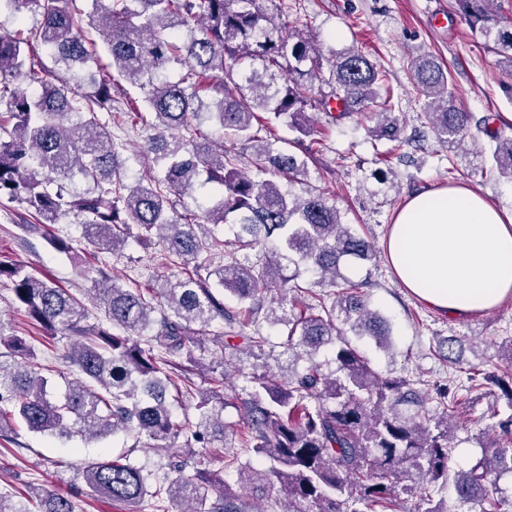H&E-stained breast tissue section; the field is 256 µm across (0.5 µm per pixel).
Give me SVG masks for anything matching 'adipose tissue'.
<instances>
[{
	"label": "adipose tissue",
	"mask_w": 512,
	"mask_h": 512,
	"mask_svg": "<svg viewBox=\"0 0 512 512\" xmlns=\"http://www.w3.org/2000/svg\"><path fill=\"white\" fill-rule=\"evenodd\" d=\"M385 251L401 284L448 316L486 313L512 295V214L469 188L410 198Z\"/></svg>",
	"instance_id": "adipose-tissue-1"
}]
</instances>
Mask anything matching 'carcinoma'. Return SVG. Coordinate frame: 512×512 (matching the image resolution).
Returning <instances> with one entry per match:
<instances>
[{
	"label": "carcinoma",
	"mask_w": 512,
	"mask_h": 512,
	"mask_svg": "<svg viewBox=\"0 0 512 512\" xmlns=\"http://www.w3.org/2000/svg\"><path fill=\"white\" fill-rule=\"evenodd\" d=\"M0 0V13L40 14L34 29L0 30V198L22 206L35 223L79 219L83 238L113 252L129 243L148 250L163 244L181 261L182 276L146 290L122 288L104 272L94 292L106 322L87 324L76 294L24 266L0 260V281L13 301L51 342H73L63 360L75 369L56 396L34 368L36 347L0 319V436L20 426L51 437L77 433L92 439L125 431L163 442L156 448L178 476L158 477L127 456L103 454L84 462L82 475L98 496L136 508L149 497L178 512H264L258 495L276 492L287 512H390L401 493L419 495L414 512H512L499 482L512 476V373H468L466 381L437 387L429 398L421 379L384 376L345 329L392 349V328L371 309L365 282L346 277L347 262L374 260L370 243L341 221L320 192L302 195L283 186L306 174L313 113L334 122L351 113L375 120L370 133L399 148L406 142L395 117L388 73L356 49L325 55L314 41L277 23L266 0ZM471 31L493 43L512 73V23L501 24L493 0H457ZM180 66L178 79L160 72ZM424 98V118L438 143L462 141L473 116L456 103L450 73L434 55L411 64ZM138 89L128 96L123 83ZM328 87L314 93V83ZM343 102L333 114L330 99ZM146 131L139 152L160 171L148 184L126 181V145L112 139V113ZM215 122L231 145L207 142L196 122ZM297 136L280 145L273 122ZM493 158L512 180V137L499 129ZM252 152L263 179L238 168L236 146ZM211 187L203 208L170 207V196L191 197ZM232 222V241L215 228ZM54 251L74 259L70 240L46 237ZM263 249L256 263L238 253ZM302 264L316 294L287 274ZM311 301L298 310V295ZM236 302L232 310L224 297ZM285 327L282 354L333 352L335 370L313 364L284 377L256 364L226 386L227 374L197 388L190 344L224 352L243 336L246 351H264L258 312ZM500 387L505 408L488 415L482 456L466 468L453 461L448 412L461 392ZM231 395L220 396L225 388ZM174 395H169L168 390ZM196 400L193 413L173 401ZM240 411L238 447L224 443V408ZM201 452L194 451V447ZM248 453L260 465L239 462ZM221 467L213 468L214 463ZM190 476L182 475L186 466ZM236 469L237 484L223 472ZM452 486L456 506L435 500ZM0 512H75L72 500L50 485L32 486L13 501L0 495Z\"/></svg>",
	"instance_id": "obj_1"
}]
</instances>
